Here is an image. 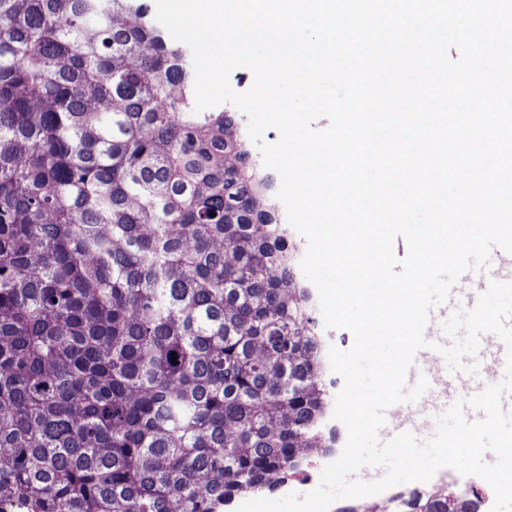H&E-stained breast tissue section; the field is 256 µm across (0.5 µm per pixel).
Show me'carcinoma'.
Masks as SVG:
<instances>
[{"instance_id":"obj_1","label":"carcinoma","mask_w":512,"mask_h":512,"mask_svg":"<svg viewBox=\"0 0 512 512\" xmlns=\"http://www.w3.org/2000/svg\"><path fill=\"white\" fill-rule=\"evenodd\" d=\"M182 52L133 0H0V512H224L319 449L293 247Z\"/></svg>"}]
</instances>
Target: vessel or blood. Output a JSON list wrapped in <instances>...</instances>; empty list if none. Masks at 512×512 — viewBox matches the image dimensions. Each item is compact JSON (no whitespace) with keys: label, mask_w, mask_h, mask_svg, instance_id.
Masks as SVG:
<instances>
[{"label":"vessel or blood","mask_w":512,"mask_h":512,"mask_svg":"<svg viewBox=\"0 0 512 512\" xmlns=\"http://www.w3.org/2000/svg\"><path fill=\"white\" fill-rule=\"evenodd\" d=\"M492 279L508 282L512 275L497 271L487 277L476 271L468 272L454 284L448 301L431 310L425 329L429 345L416 353L407 373V380L411 383L416 382L419 376H426L429 388L416 402L399 404L387 410L386 423L379 432L381 441H389L403 432L412 433L421 440L427 439L434 431L435 415L448 409L457 399L470 397L484 389L486 371H493L496 380L504 379L507 348L495 334L482 335L475 355L478 372L474 375L450 371L444 357L434 349L435 344L448 342L441 329L442 321L456 308H472Z\"/></svg>","instance_id":"obj_1"}]
</instances>
